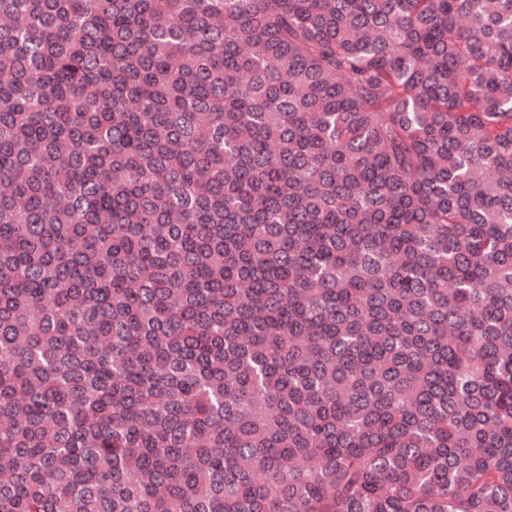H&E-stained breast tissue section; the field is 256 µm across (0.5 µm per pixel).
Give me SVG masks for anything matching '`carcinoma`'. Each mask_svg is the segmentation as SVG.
<instances>
[{
	"label": "carcinoma",
	"instance_id": "1",
	"mask_svg": "<svg viewBox=\"0 0 512 512\" xmlns=\"http://www.w3.org/2000/svg\"><path fill=\"white\" fill-rule=\"evenodd\" d=\"M0 512H512V0H0Z\"/></svg>",
	"mask_w": 512,
	"mask_h": 512
}]
</instances>
